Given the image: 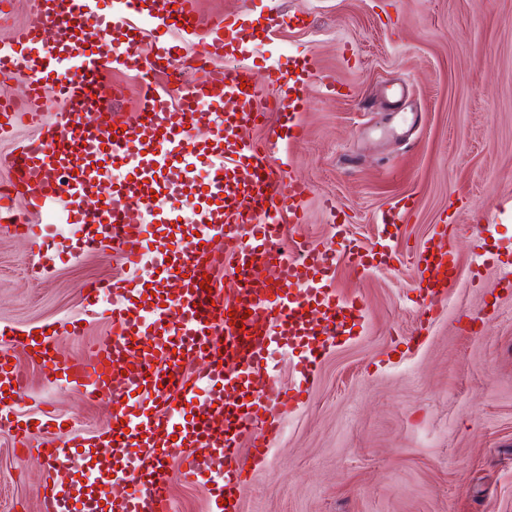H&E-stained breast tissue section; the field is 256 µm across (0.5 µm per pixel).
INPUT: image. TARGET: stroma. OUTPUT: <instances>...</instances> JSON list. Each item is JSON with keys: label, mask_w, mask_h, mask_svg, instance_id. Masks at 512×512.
I'll return each instance as SVG.
<instances>
[{"label": "stroma", "mask_w": 512, "mask_h": 512, "mask_svg": "<svg viewBox=\"0 0 512 512\" xmlns=\"http://www.w3.org/2000/svg\"><path fill=\"white\" fill-rule=\"evenodd\" d=\"M247 27L279 19L271 40L246 46L255 82L289 58L315 73L286 139L278 113L244 132L271 142L274 164L307 181V220L284 247L309 239L339 252L332 284L362 317L328 338L303 405L270 441L243 449L240 512H512V0H198ZM335 199L327 208L326 199ZM66 201L48 244L31 251L0 225V329L18 336L80 317L83 282L129 272L112 250L60 259L79 234ZM400 221L384 224L390 208ZM447 225L459 272L434 304L414 288L411 255ZM482 225L472 236L471 225ZM386 250L387 265L352 274L347 241ZM19 414L52 405L92 436L112 399L47 382L22 350ZM167 480L174 512H212L214 485ZM56 477L0 431V512H44Z\"/></svg>", "instance_id": "stroma-1"}]
</instances>
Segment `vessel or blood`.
<instances>
[{
    "label": "vessel or blood",
    "mask_w": 512,
    "mask_h": 512,
    "mask_svg": "<svg viewBox=\"0 0 512 512\" xmlns=\"http://www.w3.org/2000/svg\"><path fill=\"white\" fill-rule=\"evenodd\" d=\"M171 28L198 35L191 52L159 38ZM241 31L237 13L207 19L198 15L196 0H36L34 23L0 51V79L20 78L28 86L23 100H0V135L24 117L40 129L8 158L14 178L0 193V221L11 223L14 235L43 246L39 219L64 197L67 223L82 232L73 253L109 247L123 267L135 270L157 247L149 225L127 221L129 207L154 210L159 196L208 200L191 231L169 227L173 248L169 260L157 261L152 287L115 277L81 288L85 315L110 325L86 357H61L50 333L20 339L49 381L89 398L111 395L112 420L96 441L124 451L109 482L88 471L68 491L46 489L47 512H95L82 502L84 488L96 490L106 512H172L163 473L172 461L186 483L222 482L223 512H239L242 441L255 454L267 453L269 437L303 401L325 351L324 335L337 319L361 316L355 302L325 286L335 252L306 240L295 255L283 249L285 224L305 221L310 184L272 165L268 144L241 136L276 112L286 120L288 139L302 138L292 117L305 106L312 79L305 62L269 74L272 99L243 66L203 71L176 98L156 86L160 70L192 71L194 61L222 56ZM72 62L76 75L58 85L66 110L48 119L38 105L41 91L57 84L58 69ZM105 67L138 77L135 119L117 110L125 88L101 80ZM223 104L230 110L217 116ZM201 125L209 128L204 145L194 134ZM193 158L208 166L205 183L183 175ZM164 169L169 180L157 182ZM33 173L41 175L42 187L29 192L24 184ZM19 202L28 216L21 223L14 214ZM217 236L224 239L220 255L211 247ZM455 256L447 226H439L414 256L418 288L443 292ZM269 268L275 277L267 283L261 274ZM220 272L231 287L217 280ZM172 310L179 317L174 326L167 321ZM277 348L296 352L299 383H284L273 372ZM23 383L1 353L0 430L18 441L41 432L33 453L67 467L92 441L81 435L58 440L50 414L35 422L15 416L11 400Z\"/></svg>",
    "instance_id": "obj_1"
}]
</instances>
